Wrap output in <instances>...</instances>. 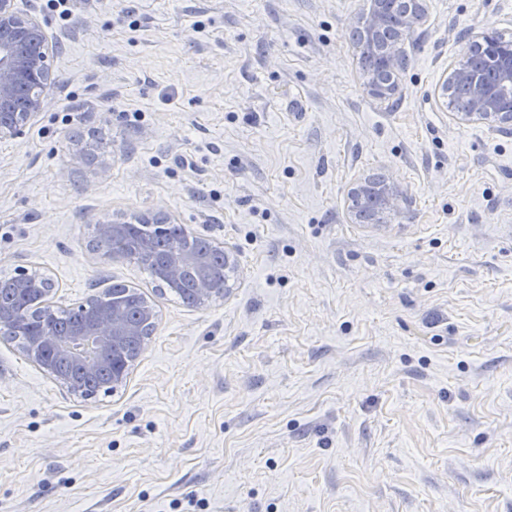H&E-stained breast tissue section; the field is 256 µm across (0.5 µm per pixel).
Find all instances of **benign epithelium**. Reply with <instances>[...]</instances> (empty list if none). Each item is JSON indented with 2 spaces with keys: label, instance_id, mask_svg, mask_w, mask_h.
Returning <instances> with one entry per match:
<instances>
[{
  "label": "benign epithelium",
  "instance_id": "7a95c632",
  "mask_svg": "<svg viewBox=\"0 0 512 512\" xmlns=\"http://www.w3.org/2000/svg\"><path fill=\"white\" fill-rule=\"evenodd\" d=\"M425 0H373L371 14L358 29L363 38L381 45L384 70L397 72L405 62L398 43L422 20ZM55 49L38 19L21 11L17 0H0V139L18 138L27 125L48 105V90L55 77L51 57ZM496 75L485 81L461 66L454 70L456 82H466L470 88L468 110L457 113L462 121H486L512 126V49L496 56ZM352 212L358 217L369 200L376 202L373 223H382L381 215L398 213L406 200L396 184L374 185L365 179L352 186L348 193ZM100 239H117L124 235L125 224L117 217H105L97 225ZM210 254L175 249L157 259L158 275L171 290H179L190 268L198 271L194 278V295L204 304L226 297L229 281L217 284L206 274ZM16 286L38 298L36 317L43 330L26 337L25 353L39 368L55 378L69 391L89 399L95 393L87 390L83 378L104 370L111 371L112 386L123 384L131 361L124 359L122 350L131 341L145 349L146 326L156 322L157 311L148 300L141 304L137 319L129 318L118 301L106 302L104 295L88 298L84 306L91 309L90 318L65 336L53 330L56 305L52 301L53 283L46 276L21 271L13 278Z\"/></svg>",
  "mask_w": 512,
  "mask_h": 512
}]
</instances>
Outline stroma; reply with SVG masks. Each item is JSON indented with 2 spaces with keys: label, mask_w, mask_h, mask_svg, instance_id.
<instances>
[{
  "label": "stroma",
  "mask_w": 512,
  "mask_h": 512,
  "mask_svg": "<svg viewBox=\"0 0 512 512\" xmlns=\"http://www.w3.org/2000/svg\"><path fill=\"white\" fill-rule=\"evenodd\" d=\"M59 42L49 104L0 140V273L58 308L125 281L158 318L84 399L0 339V512H512V130L440 86L512 0H426L387 99L370 0H19ZM406 193L357 223L353 183ZM170 215L233 250L177 302L89 247ZM364 70L367 74L368 80H378L379 82H372L368 84L370 93L380 99L389 98L396 91V85H388L381 82H390L393 77L390 73L380 72L377 67L374 66V60L376 58L375 53L372 49L368 48L365 52L360 53ZM135 222H126L125 224L136 225V231L141 234V236H148L149 233L153 232L152 224L157 228L158 232L164 230L168 224L174 223L172 218L166 214H157L154 218L147 221L150 224H145L141 219H134ZM125 224L120 222L118 217H109L105 216L99 224L97 225V233L101 240H108L112 238L115 240L120 238L125 233Z\"/></svg>",
  "instance_id": "obj_1"
}]
</instances>
